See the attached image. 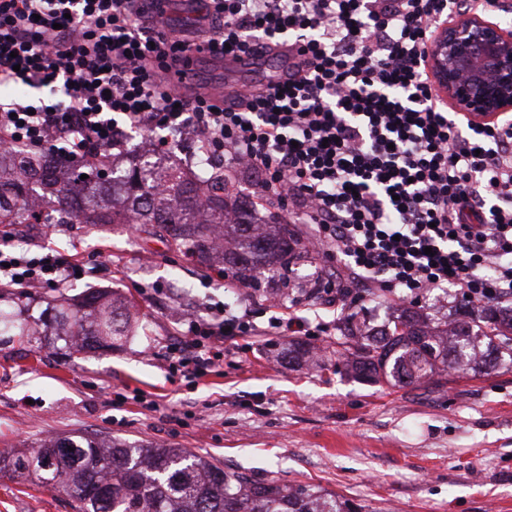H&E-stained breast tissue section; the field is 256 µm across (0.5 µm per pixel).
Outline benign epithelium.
Wrapping results in <instances>:
<instances>
[{
    "label": "benign epithelium",
    "instance_id": "1",
    "mask_svg": "<svg viewBox=\"0 0 512 512\" xmlns=\"http://www.w3.org/2000/svg\"><path fill=\"white\" fill-rule=\"evenodd\" d=\"M427 66L453 111L490 120L512 111V30L472 12L440 26Z\"/></svg>",
    "mask_w": 512,
    "mask_h": 512
}]
</instances>
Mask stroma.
Returning <instances> with one entry per match:
<instances>
[{"instance_id": "stroma-1", "label": "stroma", "mask_w": 512, "mask_h": 512, "mask_svg": "<svg viewBox=\"0 0 512 512\" xmlns=\"http://www.w3.org/2000/svg\"><path fill=\"white\" fill-rule=\"evenodd\" d=\"M15 236L78 262L60 288L0 287L11 320L35 321L57 300L110 288L135 300L140 327L121 350L74 352L54 336L0 332V452L94 433L181 448L264 482L313 484L364 512H512V364L449 372L442 386L367 383L335 361L313 369L294 337L244 336L221 373L171 374L179 312L219 319L230 292L148 224H15ZM315 270L262 274L247 307L266 325L269 295L300 296ZM150 394L156 409L133 399ZM0 512H77L63 490L0 475Z\"/></svg>"}]
</instances>
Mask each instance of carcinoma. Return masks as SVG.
I'll list each match as a JSON object with an SVG mask.
<instances>
[{"label": "carcinoma", "instance_id": "1", "mask_svg": "<svg viewBox=\"0 0 512 512\" xmlns=\"http://www.w3.org/2000/svg\"><path fill=\"white\" fill-rule=\"evenodd\" d=\"M108 159L105 149L83 164L0 151V224H38L50 211L59 224H155L199 263L220 264L249 285L259 280L256 270L286 268L304 249L288 225L270 226L254 205L228 201L224 174L204 158L197 173L149 154L124 170ZM466 308L467 317L441 329L409 307L376 332L351 314L337 324L336 355L351 352L348 366L360 379L398 385L434 382L450 368L490 372L512 358V307ZM53 311L54 335L77 351L112 347L137 324L131 302L101 290L66 298ZM4 472L64 488L78 512H363L314 486L261 482L180 448L92 435L50 440L30 457L0 453Z\"/></svg>", "mask_w": 512, "mask_h": 512}]
</instances>
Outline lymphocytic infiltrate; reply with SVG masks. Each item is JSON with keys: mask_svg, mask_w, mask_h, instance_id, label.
<instances>
[{"mask_svg": "<svg viewBox=\"0 0 512 512\" xmlns=\"http://www.w3.org/2000/svg\"><path fill=\"white\" fill-rule=\"evenodd\" d=\"M0 0V86H61L67 105L0 98V144L68 161L117 148L122 127L197 134L208 155L246 169L259 199L308 225L309 250L335 260L309 299L347 311L376 292L417 301L512 302V115L481 125L449 111L426 72L439 25L512 0H196L174 30L168 0ZM288 57L266 92L215 100L171 85L203 50ZM78 267L59 254L0 249V278L58 286ZM288 307L255 324L248 309L191 319L172 369L220 367V341L316 336Z\"/></svg>", "mask_w": 512, "mask_h": 512, "instance_id": "1", "label": "lymphocytic infiltrate"}]
</instances>
